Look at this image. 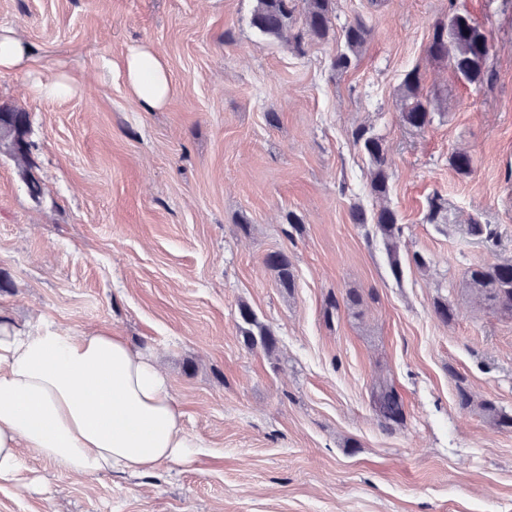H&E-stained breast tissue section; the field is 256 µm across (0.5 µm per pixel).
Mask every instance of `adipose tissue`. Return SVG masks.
I'll return each mask as SVG.
<instances>
[{
    "instance_id": "ef3b65f1",
    "label": "adipose tissue",
    "mask_w": 512,
    "mask_h": 512,
    "mask_svg": "<svg viewBox=\"0 0 512 512\" xmlns=\"http://www.w3.org/2000/svg\"><path fill=\"white\" fill-rule=\"evenodd\" d=\"M135 102L163 107L174 93L164 58L146 46L105 60ZM35 72L36 93L65 98L66 74L38 71L29 43L0 27V71ZM203 440L184 427L167 374L149 354L106 327L70 336L0 321V483L20 479L23 452L78 476H142L190 463Z\"/></svg>"
}]
</instances>
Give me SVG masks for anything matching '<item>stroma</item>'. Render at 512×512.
<instances>
[{"instance_id":"obj_1","label":"stroma","mask_w":512,"mask_h":512,"mask_svg":"<svg viewBox=\"0 0 512 512\" xmlns=\"http://www.w3.org/2000/svg\"><path fill=\"white\" fill-rule=\"evenodd\" d=\"M256 4L0 0V25L79 85L47 99L27 71H0V104L29 115L42 188L31 197L0 157V313L72 336L107 326L150 349L206 443L139 479L78 478L24 453L0 512H512V432L456 402L462 383L512 413V318L459 288L472 265L512 262V0H336L328 38L302 45L254 28ZM454 7L489 37V84L427 53ZM358 18L371 35L335 70ZM136 45L164 55L176 87L156 111L102 66ZM412 69L434 114L421 131L401 116ZM360 126L387 148L382 199ZM459 151L470 174L451 164ZM436 194L443 224L425 220ZM383 206L402 227L398 280L374 225L352 216ZM473 219L491 240L467 235ZM274 251L294 288L266 265ZM351 290L358 311L329 310ZM243 302L278 337V365L242 345ZM382 383L405 407L389 430ZM266 265L274 271L280 285L283 288L291 289L294 282L293 264L288 254L284 252H273L267 255Z\"/></svg>"}]
</instances>
